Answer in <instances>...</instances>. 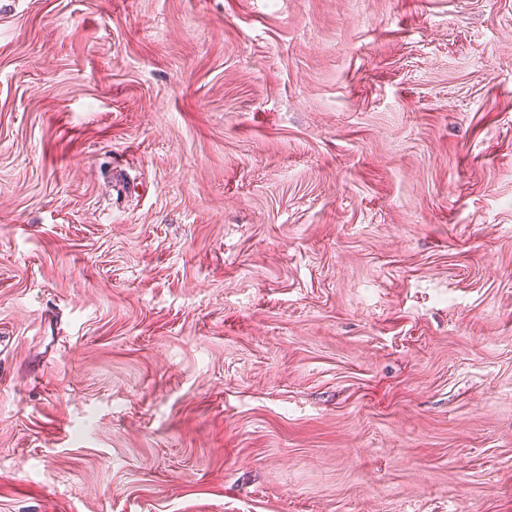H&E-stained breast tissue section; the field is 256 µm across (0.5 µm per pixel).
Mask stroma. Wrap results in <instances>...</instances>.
Masks as SVG:
<instances>
[{"label": "stroma", "mask_w": 512, "mask_h": 512, "mask_svg": "<svg viewBox=\"0 0 512 512\" xmlns=\"http://www.w3.org/2000/svg\"><path fill=\"white\" fill-rule=\"evenodd\" d=\"M0 512H512V0H0Z\"/></svg>", "instance_id": "35a3bbf8"}]
</instances>
